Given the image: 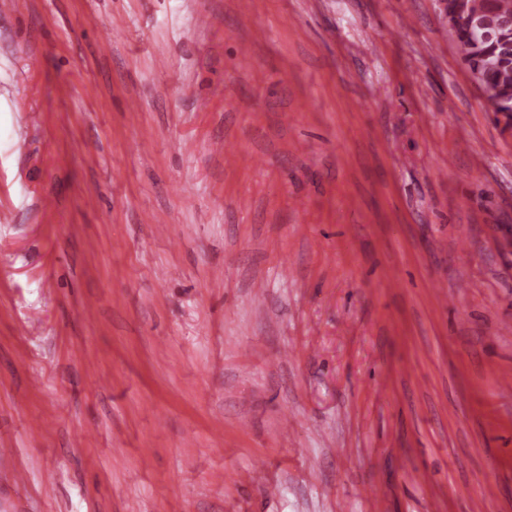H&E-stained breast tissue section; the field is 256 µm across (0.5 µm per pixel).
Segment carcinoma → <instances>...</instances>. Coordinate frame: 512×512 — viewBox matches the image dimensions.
<instances>
[{
	"label": "carcinoma",
	"instance_id": "1",
	"mask_svg": "<svg viewBox=\"0 0 512 512\" xmlns=\"http://www.w3.org/2000/svg\"><path fill=\"white\" fill-rule=\"evenodd\" d=\"M462 20L453 32L463 58L495 114L512 126V0H446Z\"/></svg>",
	"mask_w": 512,
	"mask_h": 512
}]
</instances>
